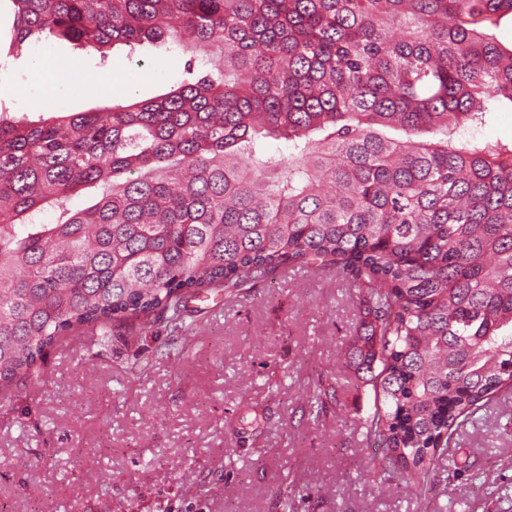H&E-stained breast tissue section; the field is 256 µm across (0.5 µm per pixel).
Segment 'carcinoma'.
Masks as SVG:
<instances>
[{
    "label": "carcinoma",
    "mask_w": 512,
    "mask_h": 512,
    "mask_svg": "<svg viewBox=\"0 0 512 512\" xmlns=\"http://www.w3.org/2000/svg\"><path fill=\"white\" fill-rule=\"evenodd\" d=\"M10 2L20 46L191 55L157 98L0 116V387L76 327L177 330L211 285L333 266L366 303L345 357L380 475L428 484L512 390V142L460 133L512 109V0Z\"/></svg>",
    "instance_id": "1"
}]
</instances>
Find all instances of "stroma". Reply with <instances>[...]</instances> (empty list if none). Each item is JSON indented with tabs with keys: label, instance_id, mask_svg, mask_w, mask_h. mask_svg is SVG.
Segmentation results:
<instances>
[{
	"label": "stroma",
	"instance_id": "obj_1",
	"mask_svg": "<svg viewBox=\"0 0 512 512\" xmlns=\"http://www.w3.org/2000/svg\"><path fill=\"white\" fill-rule=\"evenodd\" d=\"M0 0V111L37 122L24 105L41 48H16ZM60 63L108 79L111 95L73 89L70 112L169 91L186 56L117 44L106 56L53 43ZM205 300L186 329L165 312L70 331L34 377L0 390V512H512V394L483 424L460 427L432 485L410 493L377 478L360 424L373 405L345 353L358 293L330 269L289 265Z\"/></svg>",
	"mask_w": 512,
	"mask_h": 512
}]
</instances>
